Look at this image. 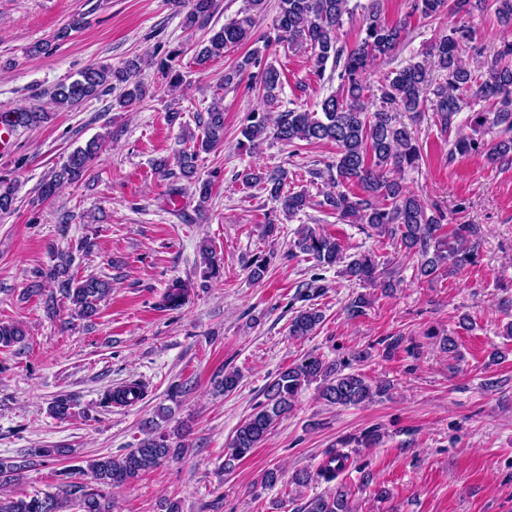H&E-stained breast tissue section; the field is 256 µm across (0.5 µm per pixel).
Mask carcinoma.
<instances>
[{
    "instance_id": "cac0c4a2",
    "label": "carcinoma",
    "mask_w": 512,
    "mask_h": 512,
    "mask_svg": "<svg viewBox=\"0 0 512 512\" xmlns=\"http://www.w3.org/2000/svg\"><path fill=\"white\" fill-rule=\"evenodd\" d=\"M245 6L237 17L212 33L200 45L195 60L200 66L221 58L252 41L256 26L255 12L263 0H244ZM494 9L499 21L512 23V0H413L412 12L433 18L443 12L459 15L473 11ZM212 0H192V7L184 18L188 28L203 27L209 20ZM365 37L346 52L338 46V31L343 16L352 12L349 0H280L275 19L276 41L311 53L316 74L328 61L341 66L340 83L336 94L325 98L320 111L289 110L272 115L268 106L277 99L281 89L280 71L274 66L265 67L259 74V88L265 108L249 113L242 128L243 140L239 146L256 149L271 137L293 145L331 142L336 145V161L328 166L331 190L323 193L319 205L333 211L336 217L351 224H365L379 234L399 238L404 249L420 257L418 273L425 279H434L449 267L460 268L469 263L477 243L471 242L473 228L460 224L449 233L442 232L445 216L439 210L427 207L402 182V172L414 168L420 159V149L411 131L397 117L399 112H419L424 95L434 97L435 116L440 127L448 130L455 116L463 108L477 101L499 104L496 123L512 129V66L500 61L512 57V42L504 41L496 51L494 61L483 72L466 68L460 55L473 40L471 30L462 24L448 28L431 47L433 66L441 72L442 80L433 84L428 79V68L415 62L395 70L384 78L381 85L380 105L373 109L369 101L365 75L376 62L391 58L399 47L404 26H389L381 20L380 0H369L365 7ZM260 49L256 48L238 58L224 71V86H237L243 76L259 64ZM178 56L174 50L158 64L162 77L172 88L182 84V75L173 66ZM141 58L135 57L123 65H93L79 71L77 78L61 84L53 94V101L60 106H75L99 94L120 89L117 104L128 109L142 102L149 95V88L140 79ZM13 128L40 125L49 114L31 108H19L5 113ZM486 118L481 112L471 115L473 134L459 133L454 149L460 154H484L491 163L512 159V139L487 144ZM202 134L190 135L192 145L182 150L177 158L179 178L194 185L197 210L203 211L212 193V182L198 175L200 154H208L224 145V105L213 101L200 119ZM118 127L105 135L91 138L85 145L71 151L51 175L39 186L41 202L54 198L65 184L76 183L94 168L108 144L121 136ZM288 173L283 169L261 171L248 169L242 175L247 188H259L280 205L286 218H291L310 204L304 191L285 189ZM359 187L360 193L349 191V186ZM15 203L13 183L0 175V213H9ZM294 249L312 259L318 266L342 265L339 273L363 282H374L377 264L372 255L355 254L345 260L338 239L312 229L303 231L293 243ZM71 260L60 259L43 277L55 282L62 296L82 318H92L99 311V304L111 291L110 283L95 275L76 278L70 274ZM189 294L188 284L175 280L162 297V307L174 310L182 307ZM323 315L317 308L298 312L289 326L295 338L309 336L322 322ZM25 336L15 324L0 325V348H10ZM346 366L329 363L308 354L301 361L279 372L268 385L265 401L259 403L236 429L228 444L225 465L247 457L265 440L275 424L293 407L299 392L313 382L319 383L322 399L339 406H357L371 403L388 395L391 384L370 381L359 372H345ZM143 397L145 390L135 383L111 389L105 396L110 405H124L132 391ZM175 453L169 444V435L150 432L138 447L120 457H100L89 462L87 468H75L69 475L84 474L91 484L69 481L59 486L55 494L3 495L0 493V512H60L63 501L73 499L80 512H112V489L127 485L142 475L160 467ZM349 455L338 448L328 451L325 461L312 473L302 470L295 474L294 483L305 486L312 480L334 481L342 473ZM305 512H348L345 491L338 489L326 496H316L307 502Z\"/></svg>"
}]
</instances>
